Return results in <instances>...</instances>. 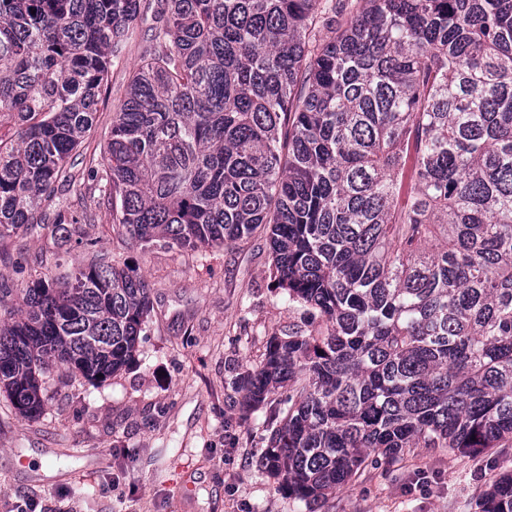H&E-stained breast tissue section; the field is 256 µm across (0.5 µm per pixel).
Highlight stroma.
<instances>
[{
    "mask_svg": "<svg viewBox=\"0 0 512 512\" xmlns=\"http://www.w3.org/2000/svg\"><path fill=\"white\" fill-rule=\"evenodd\" d=\"M155 23L148 8L131 27L69 179L45 204L68 206L77 223L0 241V323L15 317L22 288L100 261L146 278L151 313L133 361L106 381L61 367L45 374L40 417H23L0 391V512H308L257 464L268 409L245 419L238 405L237 381L271 337L320 325L274 287L265 232L232 247H143L113 223L92 178ZM511 467V442L477 454H373L318 512H480L483 493Z\"/></svg>",
    "mask_w": 512,
    "mask_h": 512,
    "instance_id": "obj_1",
    "label": "stroma"
}]
</instances>
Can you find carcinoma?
<instances>
[{
    "label": "carcinoma",
    "instance_id": "carcinoma-1",
    "mask_svg": "<svg viewBox=\"0 0 512 512\" xmlns=\"http://www.w3.org/2000/svg\"><path fill=\"white\" fill-rule=\"evenodd\" d=\"M142 0H0V239L51 213ZM161 0L112 116L103 188L135 242L232 246L322 323L272 337L237 385L279 389L260 465L309 507L374 452L512 441V0ZM0 389L42 413L52 366L102 382L151 311L95 264L22 290ZM481 512H512V474Z\"/></svg>",
    "mask_w": 512,
    "mask_h": 512
}]
</instances>
